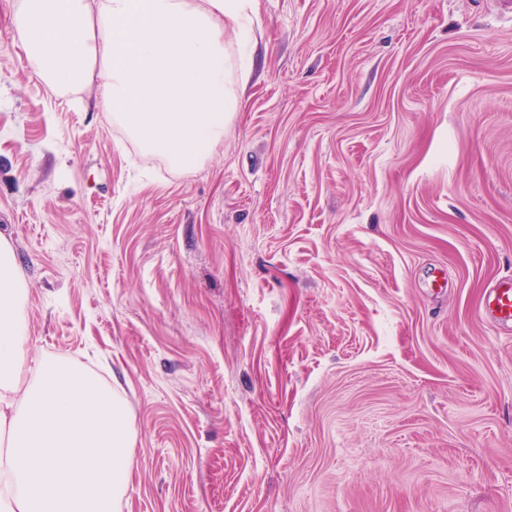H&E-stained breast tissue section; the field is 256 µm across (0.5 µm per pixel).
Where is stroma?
I'll use <instances>...</instances> for the list:
<instances>
[{"instance_id": "obj_1", "label": "stroma", "mask_w": 512, "mask_h": 512, "mask_svg": "<svg viewBox=\"0 0 512 512\" xmlns=\"http://www.w3.org/2000/svg\"><path fill=\"white\" fill-rule=\"evenodd\" d=\"M0 0V235L36 358L132 416L121 512H512V11L255 0L193 171L31 72ZM486 307L495 320L512 323V284L491 285L487 290Z\"/></svg>"}]
</instances>
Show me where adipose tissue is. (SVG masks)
<instances>
[{
    "label": "adipose tissue",
    "instance_id": "1",
    "mask_svg": "<svg viewBox=\"0 0 512 512\" xmlns=\"http://www.w3.org/2000/svg\"><path fill=\"white\" fill-rule=\"evenodd\" d=\"M254 0H16L33 75L93 94L151 154L197 167L237 106L229 49ZM26 288L0 238V512H119L134 466L130 413L94 374L30 358Z\"/></svg>",
    "mask_w": 512,
    "mask_h": 512
}]
</instances>
